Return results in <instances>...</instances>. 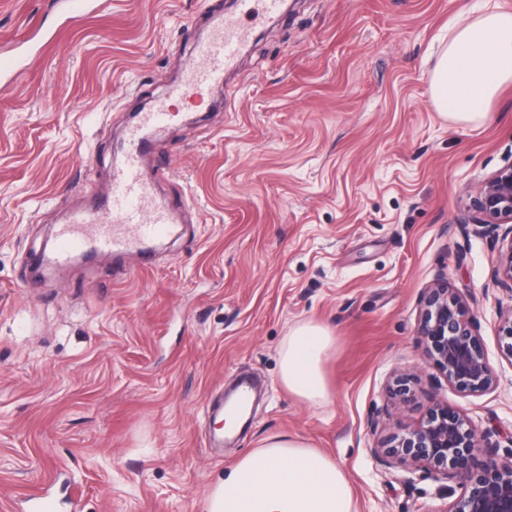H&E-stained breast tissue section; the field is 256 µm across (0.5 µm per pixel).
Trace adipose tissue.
I'll return each mask as SVG.
<instances>
[{
    "mask_svg": "<svg viewBox=\"0 0 512 512\" xmlns=\"http://www.w3.org/2000/svg\"><path fill=\"white\" fill-rule=\"evenodd\" d=\"M512 83V12L483 0L478 17L458 26L438 56L430 97L441 115L470 125L485 120L499 89ZM336 342L314 321L297 323L279 349L280 381L311 405L330 391L324 361ZM206 512H355L344 469L299 438L274 435L242 455L213 487Z\"/></svg>",
    "mask_w": 512,
    "mask_h": 512,
    "instance_id": "1",
    "label": "adipose tissue"
}]
</instances>
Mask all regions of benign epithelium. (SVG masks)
<instances>
[{
	"label": "benign epithelium",
	"instance_id": "1",
	"mask_svg": "<svg viewBox=\"0 0 512 512\" xmlns=\"http://www.w3.org/2000/svg\"><path fill=\"white\" fill-rule=\"evenodd\" d=\"M468 212L485 234L496 236L501 225H508L501 234L502 257L493 278L512 291V166L481 186ZM473 322L448 281L439 280L424 292L418 335L431 366L448 385L481 394L495 387L497 377L479 338L472 334ZM498 336L503 353L512 359V309L500 315ZM389 392L405 403L415 401L406 376L395 377ZM482 448V436L466 414L436 404L417 423L385 435L371 452L389 465H413L437 479L462 480L464 494L445 512H512V457L481 462Z\"/></svg>",
	"mask_w": 512,
	"mask_h": 512
}]
</instances>
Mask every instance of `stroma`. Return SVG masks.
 I'll return each mask as SVG.
<instances>
[{"label": "stroma", "instance_id": "1", "mask_svg": "<svg viewBox=\"0 0 512 512\" xmlns=\"http://www.w3.org/2000/svg\"><path fill=\"white\" fill-rule=\"evenodd\" d=\"M470 0H297L260 19L236 70L162 134L156 202L175 230L138 259L76 260L33 276L57 225L108 191L118 144L195 61L225 0H0V56L28 66L0 87V506L65 467L78 512H205L220 476L271 434L346 471L356 512H443L464 492L371 454L372 418L464 412L512 456V359L497 329L512 291L470 195L512 165V84L461 126L429 96L450 21ZM447 278L474 317L497 385L455 389L417 334L424 288ZM329 327L331 397L312 406L279 378L298 322ZM414 376L416 403L389 396ZM245 377L264 395L223 450L208 404Z\"/></svg>", "mask_w": 512, "mask_h": 512}]
</instances>
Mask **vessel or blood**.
<instances>
[{
  "instance_id": "b4317fda",
  "label": "vessel or blood",
  "mask_w": 512,
  "mask_h": 512,
  "mask_svg": "<svg viewBox=\"0 0 512 512\" xmlns=\"http://www.w3.org/2000/svg\"><path fill=\"white\" fill-rule=\"evenodd\" d=\"M282 0H237L234 15L218 18L211 35L198 44L197 65L186 69L169 99L140 114L126 138L123 160L112 171L110 189L94 206L74 213L59 225L50 263L63 267L75 257L137 254L140 270L151 265V245L168 236L171 214L153 203V184L143 174L145 156L159 153L158 132L172 122L170 98H204L232 72L247 47L259 17L277 13Z\"/></svg>"
}]
</instances>
